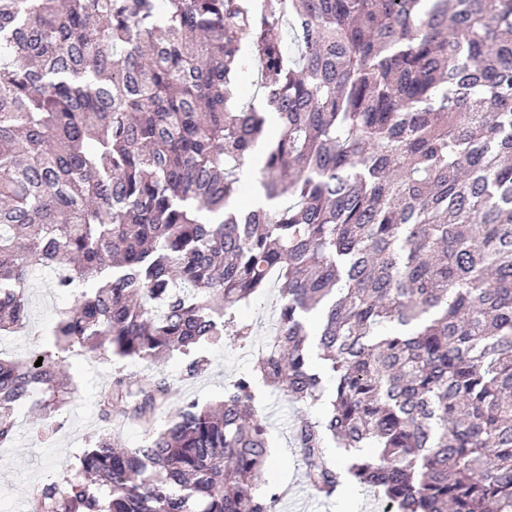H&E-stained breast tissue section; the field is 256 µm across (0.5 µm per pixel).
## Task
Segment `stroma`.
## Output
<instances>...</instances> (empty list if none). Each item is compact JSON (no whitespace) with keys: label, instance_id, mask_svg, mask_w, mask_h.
<instances>
[{"label":"stroma","instance_id":"1","mask_svg":"<svg viewBox=\"0 0 512 512\" xmlns=\"http://www.w3.org/2000/svg\"><path fill=\"white\" fill-rule=\"evenodd\" d=\"M27 295L32 323L21 334L0 337V358L9 360L34 351L52 350V326L62 312L75 306L74 297L55 288L52 274L42 269L31 271ZM277 295V289L272 287L250 301L245 314L253 325V334L247 340L234 342L223 338L203 347L202 353L210 363L206 373L184 377V360L178 355L158 364L128 360L124 363L126 372L140 377L164 375L181 392L203 405L220 401L225 386L252 370L270 340L278 314ZM63 365L76 390L56 417L57 431L46 433L43 418L22 407L15 414L13 440L0 446V512H27V500L36 485L47 481L62 484L76 477L78 457L100 430L98 394L111 382L115 362L76 348L65 354ZM256 403L266 418L272 445L262 486L289 490L278 504V512H383L382 499L356 482H347L336 496L326 499L305 481L294 428L300 419L320 417V407L292 402L262 384L257 387Z\"/></svg>","mask_w":512,"mask_h":512}]
</instances>
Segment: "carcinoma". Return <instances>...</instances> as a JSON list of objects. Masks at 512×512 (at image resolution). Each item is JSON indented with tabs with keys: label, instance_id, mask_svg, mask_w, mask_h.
<instances>
[{
	"label": "carcinoma",
	"instance_id": "obj_1",
	"mask_svg": "<svg viewBox=\"0 0 512 512\" xmlns=\"http://www.w3.org/2000/svg\"><path fill=\"white\" fill-rule=\"evenodd\" d=\"M276 114L268 205L235 208ZM75 297L53 345L184 356L252 326L274 340L216 407L115 372L82 477L29 512H277L256 383L324 417L295 429L324 497L346 479L394 512H512V0H0V335L31 270ZM0 358V445L18 405L71 395L61 361ZM341 449L346 462L329 451ZM362 448L378 449L367 460Z\"/></svg>",
	"mask_w": 512,
	"mask_h": 512
}]
</instances>
